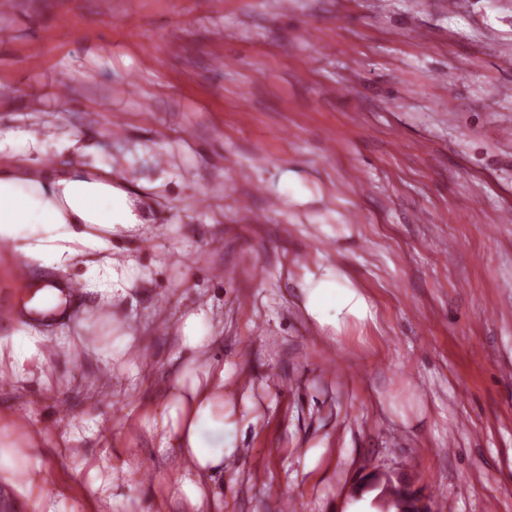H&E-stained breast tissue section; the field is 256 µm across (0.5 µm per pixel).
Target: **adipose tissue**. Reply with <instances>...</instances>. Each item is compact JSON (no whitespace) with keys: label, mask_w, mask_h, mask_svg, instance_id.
Masks as SVG:
<instances>
[{"label":"adipose tissue","mask_w":512,"mask_h":512,"mask_svg":"<svg viewBox=\"0 0 512 512\" xmlns=\"http://www.w3.org/2000/svg\"><path fill=\"white\" fill-rule=\"evenodd\" d=\"M144 222L127 191L84 167L0 172V239L14 244L22 264L73 269L76 282L99 294L102 310H109L130 284L127 268L112 258V234ZM303 291L308 313L320 323L339 328L347 318L363 321L373 315L369 299L340 271L328 268L320 277H307ZM37 337L27 325L0 336V377L19 386L43 375L48 358L39 353ZM208 341L202 315L189 314L182 346L191 353L193 368L174 375L154 423L160 450L174 451L183 464L179 497L192 512H214L218 506L211 480L223 473L224 456L231 451L224 371L206 362ZM47 457L35 427L0 413V502L11 512H57L56 503L40 492Z\"/></svg>","instance_id":"ef3b65f1"}]
</instances>
